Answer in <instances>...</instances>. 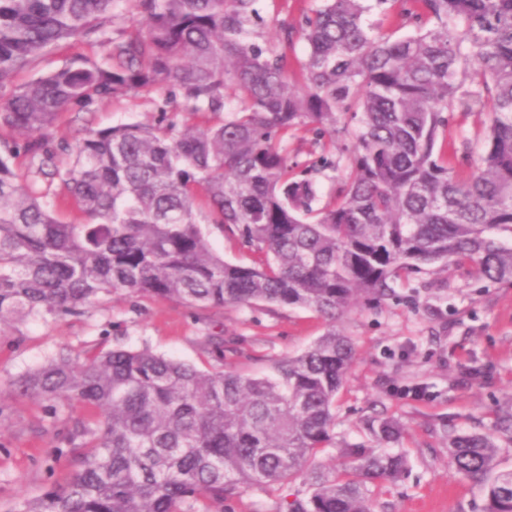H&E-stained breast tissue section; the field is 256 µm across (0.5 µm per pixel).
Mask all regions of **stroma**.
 <instances>
[{
  "instance_id": "obj_1",
  "label": "stroma",
  "mask_w": 512,
  "mask_h": 512,
  "mask_svg": "<svg viewBox=\"0 0 512 512\" xmlns=\"http://www.w3.org/2000/svg\"><path fill=\"white\" fill-rule=\"evenodd\" d=\"M141 96L94 105L93 127L151 121ZM481 115L455 113L448 160L468 179L481 152ZM326 321L301 308L228 305L201 311L170 300L113 295L90 312L56 322L0 329V380L41 363L59 348L149 346L165 356L199 362L196 336L223 333L224 368L271 373L276 360L301 353L322 336ZM355 357L336 396V447L318 457L323 470L341 464L344 444H368L370 424L396 420L397 444L409 459L395 483L370 485L374 512H485L484 486L448 458V437L488 433L500 447L495 471H512V434L500 428L512 414V284L481 279L470 267L410 276L391 296L363 299L336 323ZM70 418L53 419L46 402L0 394V512H18L69 472Z\"/></svg>"
}]
</instances>
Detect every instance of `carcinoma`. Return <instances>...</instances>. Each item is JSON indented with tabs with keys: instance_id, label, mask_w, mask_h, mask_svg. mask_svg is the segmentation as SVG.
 <instances>
[{
	"instance_id": "carcinoma-1",
	"label": "carcinoma",
	"mask_w": 512,
	"mask_h": 512,
	"mask_svg": "<svg viewBox=\"0 0 512 512\" xmlns=\"http://www.w3.org/2000/svg\"><path fill=\"white\" fill-rule=\"evenodd\" d=\"M258 2L0 0V132L13 137L0 152V325L61 320L119 291L203 311L303 308L329 323L262 377L115 346L61 348L9 379L17 396L91 410L68 431L78 447L65 483L20 512H224L253 486L279 492V512H373L368 484L408 464L388 447L394 420L372 428L373 444L342 448L339 472L317 471L354 359L336 320L422 270L467 265L512 282V0H307L273 42L256 40ZM386 4L410 33L373 31L368 15ZM84 39L103 54L13 85ZM152 93V124L56 139L74 103ZM488 104L483 154L461 183L451 116ZM175 112L209 120L180 128ZM341 115L356 129L338 152ZM303 128L321 152L300 164L288 137ZM63 205L84 220H63ZM207 224L257 259L224 260ZM196 347L221 359L224 336ZM448 448L484 484L486 512H512V471L489 476L494 438L454 434ZM304 476L309 494L288 500Z\"/></svg>"
}]
</instances>
